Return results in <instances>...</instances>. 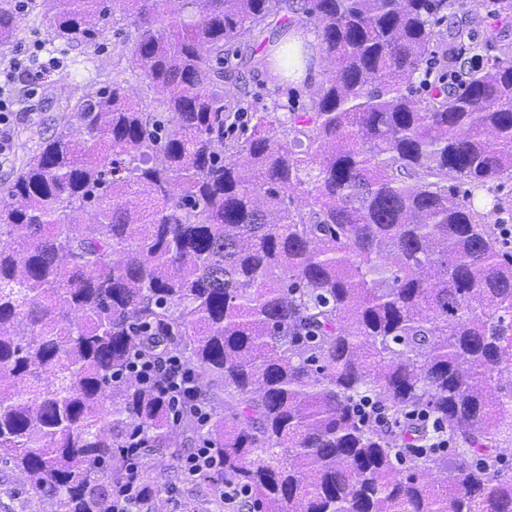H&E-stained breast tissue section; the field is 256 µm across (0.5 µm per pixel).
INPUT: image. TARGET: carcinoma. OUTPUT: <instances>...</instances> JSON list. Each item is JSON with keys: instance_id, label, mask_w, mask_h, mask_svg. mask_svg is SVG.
Segmentation results:
<instances>
[{"instance_id": "carcinoma-1", "label": "carcinoma", "mask_w": 512, "mask_h": 512, "mask_svg": "<svg viewBox=\"0 0 512 512\" xmlns=\"http://www.w3.org/2000/svg\"><path fill=\"white\" fill-rule=\"evenodd\" d=\"M90 44L116 12L114 79L77 100L0 205V456L46 512H109L137 467L178 457L169 396L127 371L143 330L182 352L212 402L182 432L257 512H512V257L470 196L512 178V59L426 99L410 88L440 0H41ZM282 11L318 28L331 69L309 112L245 111L224 54ZM21 11L0 0V44ZM94 222L85 224L87 209ZM111 405H103L102 398ZM422 408L463 445L396 467L361 403ZM445 470L439 481L428 472Z\"/></svg>"}]
</instances>
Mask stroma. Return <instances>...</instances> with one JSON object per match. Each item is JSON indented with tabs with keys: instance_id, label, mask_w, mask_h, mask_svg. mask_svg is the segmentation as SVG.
<instances>
[{
	"instance_id": "1",
	"label": "stroma",
	"mask_w": 512,
	"mask_h": 512,
	"mask_svg": "<svg viewBox=\"0 0 512 512\" xmlns=\"http://www.w3.org/2000/svg\"><path fill=\"white\" fill-rule=\"evenodd\" d=\"M472 25L475 46H464L458 51L456 63L435 65L429 82L417 85L421 97H429L439 87L442 77L454 76L481 66L490 57H512V18L505 19L493 12L492 0L479 4L441 11L439 30L453 25ZM134 28L129 19L118 20L103 32L96 43L76 44L55 37L40 9L28 10L22 20L19 37L7 45H0V75L7 74L15 59H24L32 67L45 69L41 85L32 87L14 83L7 87L5 96L14 121L9 128L11 153L7 162L0 164V186L10 182L23 165L37 153L42 141L55 130L59 120H66L70 130H77L75 113L66 109L74 98L94 92L109 80H124L132 96L150 102L149 91L138 72L113 54V45L130 38ZM273 48L264 33L252 36L224 57L225 69L233 71L245 89V102L250 110L261 111L277 107L281 119L290 113L311 108L315 87L324 80L328 63L318 44H310V65L302 76L286 80L272 78L270 71L254 68L248 62L251 56L269 54ZM154 477L162 491L149 504L151 512H209L196 478L185 475L177 458L156 457L151 462ZM23 477L11 464L0 461V512H34Z\"/></svg>"
}]
</instances>
